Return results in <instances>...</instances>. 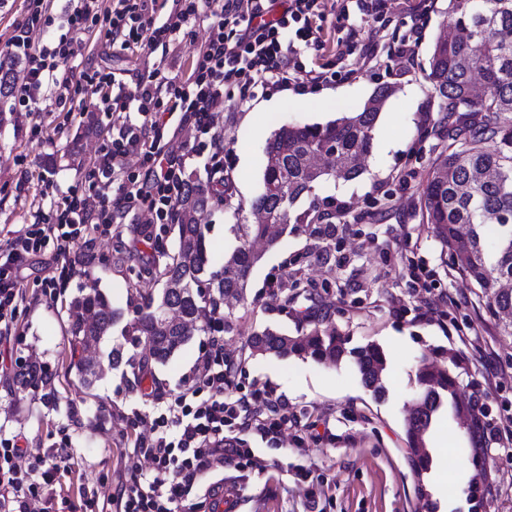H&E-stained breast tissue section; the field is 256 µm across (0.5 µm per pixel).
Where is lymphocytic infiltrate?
<instances>
[{"instance_id": "obj_1", "label": "lymphocytic infiltrate", "mask_w": 512, "mask_h": 512, "mask_svg": "<svg viewBox=\"0 0 512 512\" xmlns=\"http://www.w3.org/2000/svg\"><path fill=\"white\" fill-rule=\"evenodd\" d=\"M46 0H27L26 13L0 58L20 61L25 76L14 84L11 96L20 106L33 100L53 99L65 105L64 89L84 86L98 97L106 111L121 115L111 129L109 145L93 159L99 186L95 199L77 195L64 202L50 201L53 223L42 220L22 225L0 244V342L9 340L23 294L18 276L33 255L53 245L61 261L58 276L45 278L55 287L58 278L70 277L81 261L82 241L98 235L101 225L117 216L146 210L153 224H171L175 204L183 190L188 159L199 156L197 141L181 142L161 153L164 129L173 120L193 122L209 135L211 152L205 167L213 179L224 177V135L214 128V111L224 104L229 86L248 92L255 78H269L275 86L298 90L313 88L327 79L326 72L305 69L297 63L296 41L312 45L320 40L319 0H112L108 36L125 50L167 46L172 35L188 26L207 22V35L192 59L187 74L154 73L140 78L133 94L118 88L100 71L61 70L60 65L79 55L67 36L37 43L31 34L39 23H52ZM136 106L137 120L124 119ZM138 158L144 175L126 169L128 158ZM224 322H211L210 348L201 358L203 381L186 384L168 400L151 399L137 411L149 432L137 436L126 456L131 474L118 484L112 500H100L84 491L83 512H189L187 502L199 491H209V478L225 462H255L252 449L242 447L237 435L253 432L269 441L288 429L286 403L265 385L249 394L224 393ZM236 436L225 435V427ZM19 436L0 437V512H56L54 489L68 472L72 452L52 448L21 466Z\"/></svg>"}]
</instances>
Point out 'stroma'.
<instances>
[{
    "instance_id": "1",
    "label": "stroma",
    "mask_w": 512,
    "mask_h": 512,
    "mask_svg": "<svg viewBox=\"0 0 512 512\" xmlns=\"http://www.w3.org/2000/svg\"><path fill=\"white\" fill-rule=\"evenodd\" d=\"M357 0H324L321 46L301 47L306 68L325 69L331 77L303 92L256 84L246 96L232 95V111L220 112L215 122L224 129V170L232 179V196L223 208L207 216L209 238L217 249L235 244L231 225L236 213L261 191L264 147L281 125L326 124L340 113L363 106L374 90L390 85L387 101L374 132L373 148L364 173L352 181L323 182L319 197L335 198L346 213L348 231L336 246L330 263L305 264L310 241L304 233L283 235L277 247L266 250L253 272L242 317L224 334V360L232 371L225 389L239 397L253 383L272 386L288 402V431L277 442H263L245 434L257 465L244 469L225 466L224 499L233 512H303L304 492L313 490L324 512H512V337L498 335L486 302L471 284L452 269L448 249L423 223L419 186L425 182L430 160L449 144L448 123L425 79L431 48L447 20V0H428L416 12L418 0H388L385 13L359 12ZM348 9V21L338 14ZM109 22L99 18L90 31H72L81 48L83 66L109 73L126 88L153 70L188 71L196 49L206 37L205 27L194 35L174 36L168 53L148 49L129 52L107 37ZM419 29L412 64L397 50L412 29ZM372 44V57L360 55V42ZM114 118L99 109L96 97L71 87L66 108L42 99L23 109L0 100V231L29 223L41 190L55 200L71 194L94 195V151L107 144ZM51 168L50 187L39 174ZM143 216L126 218L113 235L93 244L92 267L113 309L122 314L93 355L106 359L112 348H123L145 365L146 380L136 387L127 366L109 370L92 389H85L68 369V301L82 282L73 277L55 293L43 287L45 276L58 267L52 248L29 263L20 278L24 296L16 329L8 345L0 347V426L21 437L27 453L22 465L50 448H70L72 472L57 489L60 498L78 502L79 491L91 488L108 497L125 469L130 439L146 433L134 422L143 406L144 388L169 395L188 380L202 381L197 368L207 335L191 340L166 364L151 360L144 343L125 334L142 296L158 291V284L136 280L131 266L145 261L153 241L172 245L169 225L155 224L152 240H141ZM302 262V281L295 300L282 306L272 287ZM434 306H427V299ZM270 327L289 336L312 329L347 337L349 355L328 365L291 356L251 354L246 340L252 330ZM474 344L468 349L459 381L466 391L481 384L490 364L503 371L486 396L488 423L502 435L483 452H476L465 429L451 410H444L430 433L432 457H444L445 487L434 488L435 469L416 472L407 453L405 418L418 395L414 367L421 356H458L459 332ZM378 345L387 360L385 394L375 398L362 384L352 349ZM44 363L52 374L59 401L17 392L13 383L23 360ZM105 405L109 416L98 422L89 410ZM486 457L484 469L472 464ZM311 469L307 484H299V466ZM484 477L489 488L481 505H474L470 485Z\"/></svg>"
}]
</instances>
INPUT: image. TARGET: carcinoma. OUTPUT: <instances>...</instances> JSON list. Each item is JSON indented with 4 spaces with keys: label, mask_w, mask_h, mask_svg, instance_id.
<instances>
[{
    "label": "carcinoma",
    "mask_w": 512,
    "mask_h": 512,
    "mask_svg": "<svg viewBox=\"0 0 512 512\" xmlns=\"http://www.w3.org/2000/svg\"><path fill=\"white\" fill-rule=\"evenodd\" d=\"M448 17L450 22L432 47L426 80L439 112L454 129L453 143L431 162L419 193L420 210L433 236L451 252L455 272L480 289L500 332L512 336V38L504 37L512 34V0H448ZM14 68L11 63L0 66L1 98L11 92ZM479 80L485 93L475 96ZM393 93L392 87L380 86L374 91L378 105H365L325 125L276 129L264 148L262 186L283 184L288 197L276 198L261 190L250 209L266 211L270 223L232 225L236 246L220 256L201 218L212 212L229 186L209 177H187L176 203L172 249L158 251L137 274L162 288L144 298L128 326L129 334L144 339L155 362H168L195 333L208 332L213 316L229 325L234 313H224V303L244 300L253 269L262 259L253 243L264 240L273 247L286 231H301L313 241V259L329 258L345 228L336 224L335 201L315 196L322 177L314 174L310 157L325 147L343 180L360 177L363 170L355 159L371 151L380 114ZM81 277L85 283L69 305L68 341L74 354L99 344L118 318L98 288L93 269L86 267ZM203 280L209 282L205 291L199 286ZM171 306L179 309V318L165 317ZM346 344V337L316 328L296 337L265 328L252 331L248 339L253 355L309 356L334 363L348 353L364 387L377 398L384 396L382 349L368 344L349 351ZM450 364L460 368L454 358L447 363L424 356L414 371L420 408L406 419L405 427L408 448L422 449L410 454L419 472L429 467L425 437L432 420L449 404L455 417L464 412L470 416L468 432L474 447H485L486 440L477 434V417L486 415V406L473 395H462ZM69 369L86 388L102 375L101 367L81 358L70 361ZM14 381L21 392H39L45 402L55 401L51 377L36 362L22 364Z\"/></svg>",
    "instance_id": "obj_1"
}]
</instances>
